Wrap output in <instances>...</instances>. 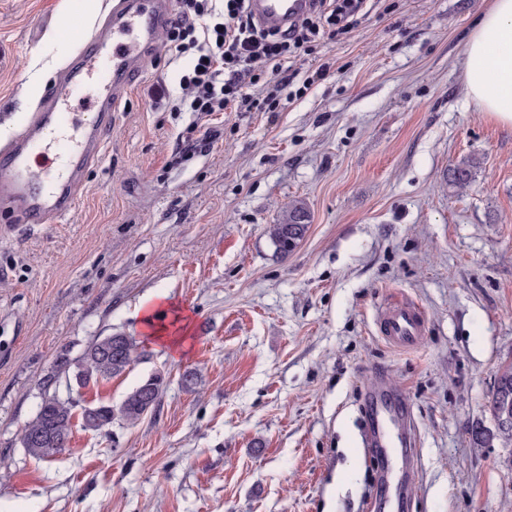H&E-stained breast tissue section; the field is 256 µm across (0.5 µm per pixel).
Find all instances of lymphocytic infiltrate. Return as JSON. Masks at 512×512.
<instances>
[{"label":"lymphocytic infiltrate","mask_w":512,"mask_h":512,"mask_svg":"<svg viewBox=\"0 0 512 512\" xmlns=\"http://www.w3.org/2000/svg\"><path fill=\"white\" fill-rule=\"evenodd\" d=\"M365 0H315L313 10L285 31L260 26L249 0H183V10L165 35L171 59L191 54L195 64L179 79L181 93L170 97L164 86L150 89L154 102L169 101L170 111L191 112L203 119L232 108L271 111L269 97L251 95L247 86L272 72L289 83L283 64L306 50L322 32L345 33L354 28Z\"/></svg>","instance_id":"f902f5d3"}]
</instances>
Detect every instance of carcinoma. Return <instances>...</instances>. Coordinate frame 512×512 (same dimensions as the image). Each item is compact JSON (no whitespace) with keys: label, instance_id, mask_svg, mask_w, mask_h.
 Masks as SVG:
<instances>
[{"label":"carcinoma","instance_id":"1","mask_svg":"<svg viewBox=\"0 0 512 512\" xmlns=\"http://www.w3.org/2000/svg\"><path fill=\"white\" fill-rule=\"evenodd\" d=\"M477 162L463 159L451 170L448 184L454 189L465 191L473 178ZM309 214L301 204L288 207V223L270 226V236L277 252L286 257L295 251L309 229ZM144 356L143 350L132 336L112 333L93 339L77 360L75 380L85 386L91 382L109 380L126 372ZM72 365L67 354L62 353L56 360V371L42 380L44 390L55 387L59 371L68 370ZM167 386L166 375L161 371L144 378L120 405L98 404L96 421L83 425L91 432L102 431L115 421L134 425L158 405ZM76 402L71 398L62 399L55 394H46L38 406L34 419L22 430L20 442L28 454L39 460H49L66 447L73 428ZM488 408L495 423V432L475 430V437L483 442L498 438L505 447L512 446V367L505 368L498 376Z\"/></svg>","mask_w":512,"mask_h":512}]
</instances>
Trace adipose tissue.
<instances>
[{
    "label": "adipose tissue",
    "instance_id": "adipose-tissue-1",
    "mask_svg": "<svg viewBox=\"0 0 512 512\" xmlns=\"http://www.w3.org/2000/svg\"><path fill=\"white\" fill-rule=\"evenodd\" d=\"M467 99L512 126V0H494L474 25L463 53Z\"/></svg>",
    "mask_w": 512,
    "mask_h": 512
}]
</instances>
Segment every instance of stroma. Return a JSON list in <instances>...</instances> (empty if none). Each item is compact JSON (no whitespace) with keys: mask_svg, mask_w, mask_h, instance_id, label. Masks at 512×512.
Here are the masks:
<instances>
[{"mask_svg":"<svg viewBox=\"0 0 512 512\" xmlns=\"http://www.w3.org/2000/svg\"><path fill=\"white\" fill-rule=\"evenodd\" d=\"M67 2L0 0V149L79 48L50 36ZM492 2L368 0L349 33L291 60L330 63L324 81L262 76L274 111L199 123L147 96L178 94L193 64L155 43L75 210L33 225L0 213V512H366L388 465L359 454L380 377L419 439L407 512H512V447L473 436L512 366V127L467 101L461 65ZM466 158L478 166L459 193L447 173ZM296 201L310 227L283 258L267 230ZM158 293L183 326L176 355L141 321ZM399 298L426 312L412 348L377 332ZM115 332L144 357L83 388L66 372L57 395L116 405L162 371L159 406L29 456L41 378Z\"/></svg>","mask_w":512,"mask_h":512,"instance_id":"obj_1","label":"stroma"}]
</instances>
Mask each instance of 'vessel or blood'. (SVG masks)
Listing matches in <instances>:
<instances>
[{
	"label": "vessel or blood",
	"mask_w": 512,
	"mask_h": 512,
	"mask_svg": "<svg viewBox=\"0 0 512 512\" xmlns=\"http://www.w3.org/2000/svg\"><path fill=\"white\" fill-rule=\"evenodd\" d=\"M311 0H251L259 23L282 29L298 19ZM165 0H114L104 30L86 41L43 95L40 112L25 132L0 155V210L25 224H42L76 206L73 188L100 155L104 133L112 123V110L148 49L167 23ZM87 91L100 114L95 124L81 123L72 110L74 88ZM44 160L49 175L34 177L32 163ZM426 315L415 302L388 304L379 316L380 336L398 347L417 343L425 330ZM370 445L384 455L416 459V431L404 407L391 391L374 388L369 396ZM404 488L381 483L369 507L371 512H401Z\"/></svg>",
	"instance_id": "b4317fda"
}]
</instances>
